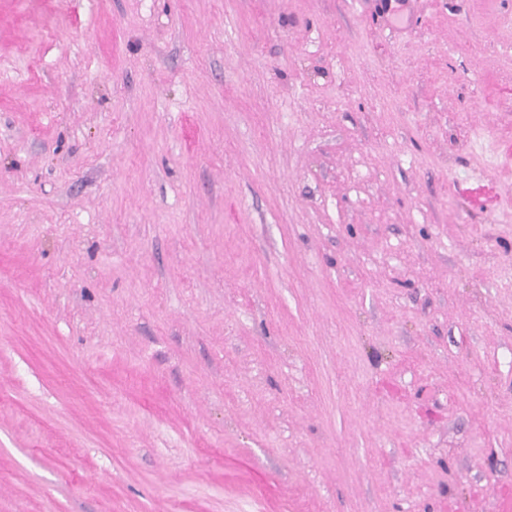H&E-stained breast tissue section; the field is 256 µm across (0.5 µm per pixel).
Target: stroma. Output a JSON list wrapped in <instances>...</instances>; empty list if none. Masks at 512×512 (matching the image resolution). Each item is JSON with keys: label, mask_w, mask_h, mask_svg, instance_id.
Masks as SVG:
<instances>
[{"label": "stroma", "mask_w": 512, "mask_h": 512, "mask_svg": "<svg viewBox=\"0 0 512 512\" xmlns=\"http://www.w3.org/2000/svg\"><path fill=\"white\" fill-rule=\"evenodd\" d=\"M512 0H0V512H499Z\"/></svg>", "instance_id": "1"}]
</instances>
